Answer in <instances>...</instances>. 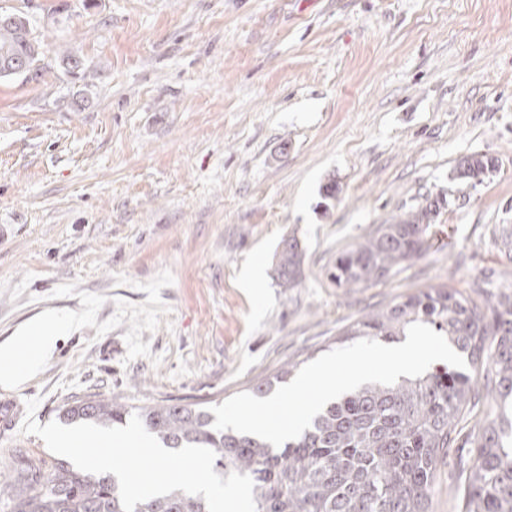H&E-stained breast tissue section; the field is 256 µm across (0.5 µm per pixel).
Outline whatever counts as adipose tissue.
<instances>
[{
    "label": "adipose tissue",
    "instance_id": "adipose-tissue-1",
    "mask_svg": "<svg viewBox=\"0 0 512 512\" xmlns=\"http://www.w3.org/2000/svg\"><path fill=\"white\" fill-rule=\"evenodd\" d=\"M59 323L43 317L31 323L12 343L0 346V385H20L33 373L57 340Z\"/></svg>",
    "mask_w": 512,
    "mask_h": 512
}]
</instances>
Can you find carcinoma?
Returning <instances> with one entry per match:
<instances>
[{"instance_id": "1", "label": "carcinoma", "mask_w": 512, "mask_h": 512, "mask_svg": "<svg viewBox=\"0 0 512 512\" xmlns=\"http://www.w3.org/2000/svg\"><path fill=\"white\" fill-rule=\"evenodd\" d=\"M30 22L0 21V55L19 52L37 69L41 44L21 30ZM496 158L462 160L456 178L482 181ZM431 210L410 212L336 255L328 279L338 288L375 283L426 250ZM303 249L294 237L276 254L279 286L302 276ZM420 322L448 337L467 357L470 371L431 367L393 385L364 384L328 403L309 429L279 447L258 437L214 428L197 404L129 406L114 398H89L68 406L61 419L119 427L138 414L169 449L200 445L215 454L214 470L254 482L257 512H428L439 459L457 441L478 378L492 397L464 488L463 512H512V294L479 302L456 289L431 288L408 295L354 324L352 336L396 343ZM288 376L283 370L254 387L266 396ZM0 500L8 512H122L118 481L90 474L63 459L24 460L14 476L0 475ZM135 512H207L201 496L176 490L139 503Z\"/></svg>"}]
</instances>
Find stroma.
<instances>
[{
    "label": "stroma",
    "mask_w": 512,
    "mask_h": 512,
    "mask_svg": "<svg viewBox=\"0 0 512 512\" xmlns=\"http://www.w3.org/2000/svg\"><path fill=\"white\" fill-rule=\"evenodd\" d=\"M41 40L0 80V345L53 353L0 399L38 424L88 395L211 408L350 345L365 314L447 286L512 293V0H0ZM85 65L68 74L65 54ZM496 171L457 179L470 155ZM335 183V198L320 190ZM446 197L429 247L333 285L337 253ZM303 248L293 288L282 239ZM472 448L429 512H459ZM48 456L0 435V473ZM303 249L295 237L282 240L281 250L276 254L275 272L280 287L293 288L302 276Z\"/></svg>",
    "instance_id": "obj_1"
}]
</instances>
